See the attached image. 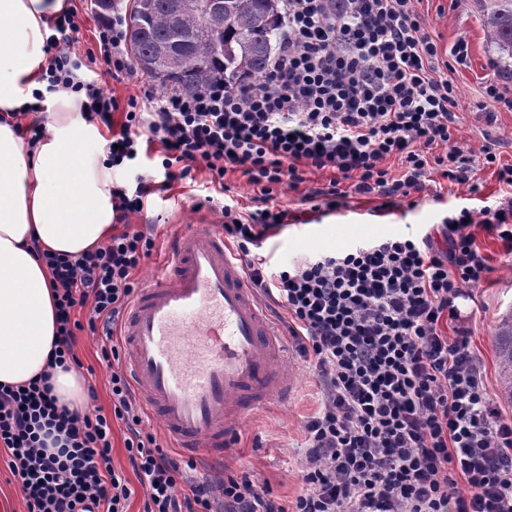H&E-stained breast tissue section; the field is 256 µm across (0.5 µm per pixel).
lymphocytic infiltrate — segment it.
I'll use <instances>...</instances> for the list:
<instances>
[{"label": "lymphocytic infiltrate", "mask_w": 512, "mask_h": 512, "mask_svg": "<svg viewBox=\"0 0 512 512\" xmlns=\"http://www.w3.org/2000/svg\"><path fill=\"white\" fill-rule=\"evenodd\" d=\"M414 2L279 0L264 75L143 100H118L78 77L66 35L74 15L54 21L44 47L48 91L85 93L87 117L112 130V166L160 148L162 181L139 176L132 198L113 189L117 220L196 170L220 193L229 174L253 187L258 209L225 204L224 234L259 294L285 310L322 407L303 424L294 499L281 501L248 473L197 476L195 461L172 457L146 430L113 339L133 275L155 247L152 231L126 228L79 255L43 254L58 319L49 365L76 362V331L101 336L111 408L92 391L84 409L69 410L43 377L0 384V449L27 512H129L138 492L143 512H512V421L484 386L471 315L460 307L492 271L477 230L512 251V164H500L492 146L476 151L457 138L459 101L447 71L466 64L468 47L460 40L441 53ZM124 25L116 7L98 29L100 58L116 80L130 72ZM116 112L124 119L115 130ZM485 168L497 175V204L461 209L423 236L361 241L278 265L258 253L289 226L288 210L271 204L275 186L298 187L307 174H330L303 197L326 215L356 195L393 211L425 192L435 171L476 194ZM116 426L129 477L112 463ZM46 429L64 434L60 452L46 450Z\"/></svg>", "instance_id": "lymphocytic-infiltrate-1"}]
</instances>
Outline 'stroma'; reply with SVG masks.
<instances>
[{
	"label": "stroma",
	"mask_w": 512,
	"mask_h": 512,
	"mask_svg": "<svg viewBox=\"0 0 512 512\" xmlns=\"http://www.w3.org/2000/svg\"><path fill=\"white\" fill-rule=\"evenodd\" d=\"M417 9L440 51H447L460 40L468 44L467 65L457 67L451 74L459 98V137L475 149L494 143L502 162L512 164V112H498L496 122L489 123L480 109L482 88L498 70L489 59L481 20L469 0H419ZM93 78L97 87L121 99L158 90L157 80L139 69L129 79L119 82L99 62L94 67ZM478 179L481 192L477 195L470 194L466 186L452 185L444 179L431 185L426 197L414 208L403 205L385 212L378 210L374 200L356 199L348 208L320 216L305 212L302 204L308 186L324 183V174L318 172L311 175L309 184L276 193L275 205L301 215L302 223L269 239L262 250L284 263L320 252L340 251L360 240L410 230L424 232L462 208L493 204L499 193L495 174L486 169L479 172ZM226 183L230 188L228 195H210L206 173L196 171L190 179L175 183L171 190L145 198L142 211L129 213L128 224L135 228L154 225L156 234L155 249L134 277L138 285H145L166 264L167 241L183 225L208 224L217 231L222 221L218 207L225 198H233L244 207L249 205L253 190L245 178L230 175ZM477 243L482 253L490 256L493 271L488 282L475 289L466 303L473 311L471 344L482 361L488 394L499 403L503 416L512 419V404L504 403L502 397L494 342L499 319L512 312V254H507L500 242L483 234ZM289 371L296 382L291 399L245 419L237 445L225 455L222 465L223 470L236 475L244 471L257 475L267 482L274 495L284 500L293 499L298 489L294 470L295 459L304 443L303 419L320 406L314 378L300 358H292Z\"/></svg>",
	"instance_id": "stroma-1"
}]
</instances>
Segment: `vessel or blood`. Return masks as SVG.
<instances>
[{
    "instance_id": "obj_1",
    "label": "vessel or blood",
    "mask_w": 512,
    "mask_h": 512,
    "mask_svg": "<svg viewBox=\"0 0 512 512\" xmlns=\"http://www.w3.org/2000/svg\"><path fill=\"white\" fill-rule=\"evenodd\" d=\"M167 249L165 271L139 288L121 325L129 379L184 458L217 463L243 418L290 399L285 333L209 225L186 226Z\"/></svg>"
}]
</instances>
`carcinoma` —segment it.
<instances>
[{
	"mask_svg": "<svg viewBox=\"0 0 512 512\" xmlns=\"http://www.w3.org/2000/svg\"><path fill=\"white\" fill-rule=\"evenodd\" d=\"M155 0V12L144 21L145 32L132 39L139 60L153 57L159 45L176 37L190 64L163 71L144 69L157 78L161 92L181 88L197 92L216 80L234 86L265 73L271 51L270 34L279 23L278 0H224V25L209 24L195 14L171 28L166 4ZM480 14L486 45L500 72L512 78V0H471ZM501 383L512 398V313L495 328Z\"/></svg>",
	"mask_w": 512,
	"mask_h": 512,
	"instance_id": "cac0c4a2",
	"label": "carcinoma"
}]
</instances>
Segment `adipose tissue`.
<instances>
[{
	"mask_svg": "<svg viewBox=\"0 0 512 512\" xmlns=\"http://www.w3.org/2000/svg\"><path fill=\"white\" fill-rule=\"evenodd\" d=\"M67 0H0V113L19 111L44 91L49 24ZM84 94H49L50 122L35 145L0 123V384L44 373L56 337L54 292L29 250L76 255L112 234V167L81 145L99 138L82 117Z\"/></svg>",
	"mask_w": 512,
	"mask_h": 512,
	"instance_id": "ef3b65f1",
	"label": "adipose tissue"
}]
</instances>
